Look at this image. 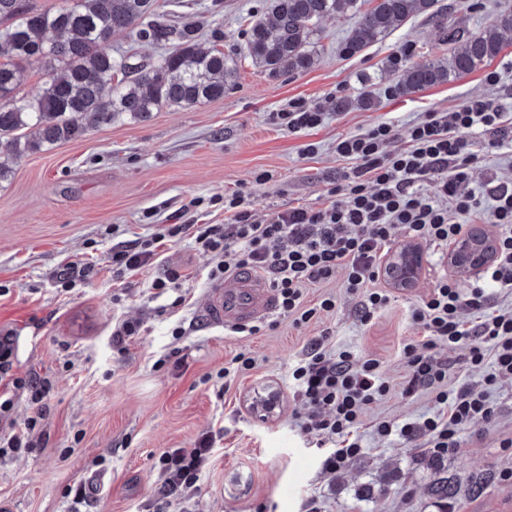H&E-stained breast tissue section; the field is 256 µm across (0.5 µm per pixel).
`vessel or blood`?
<instances>
[{"mask_svg": "<svg viewBox=\"0 0 512 512\" xmlns=\"http://www.w3.org/2000/svg\"><path fill=\"white\" fill-rule=\"evenodd\" d=\"M275 307L276 295L265 278L241 270L210 286L204 313L212 325L229 329L252 324Z\"/></svg>", "mask_w": 512, "mask_h": 512, "instance_id": "b4317fda", "label": "vessel or blood"}]
</instances>
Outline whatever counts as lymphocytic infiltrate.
Wrapping results in <instances>:
<instances>
[{
  "label": "lymphocytic infiltrate",
  "instance_id": "obj_1",
  "mask_svg": "<svg viewBox=\"0 0 512 512\" xmlns=\"http://www.w3.org/2000/svg\"><path fill=\"white\" fill-rule=\"evenodd\" d=\"M511 128L512 113L505 104L482 97L469 98L447 112L426 113L409 127L405 147L393 152L387 149L396 136L393 125L376 124L337 141V155L353 160L354 166L345 184L330 189L328 205L291 208L263 218L253 212L249 193L239 191L224 198L232 223L158 225L135 245L113 247L112 273L122 278L157 263L162 246L189 236L211 260L210 280L243 268L265 275L279 310L294 326L335 309L336 297L326 287L338 278L355 299L358 318L368 323L392 299L380 278L397 231L418 245L446 247L474 217L489 218L496 229V252L482 278L466 290L440 278L410 311L423 337L401 348L406 368L402 392L429 390L433 413L401 424L382 421L374 428L380 437L421 445L435 457L447 455L460 448L462 433L496 416L488 387L512 379V308L494 302L497 290L512 289V182L463 188L475 158V136L486 137L494 147ZM429 183L435 193L426 192ZM313 288L320 295L311 302L307 295ZM441 346L463 350L472 366L487 367L482 385L449 383L448 363L435 353ZM12 369V341L0 336V421L9 427L0 437V455L37 447L36 427L52 389L49 379L34 374L20 378ZM292 378L305 407L298 416L300 428L318 432L334 445L324 459L325 468L336 469L358 455L366 409L392 391L379 360L332 349L315 339L297 361ZM21 389L29 392L34 414L20 426L12 411ZM214 454L210 436L192 448L164 451L156 503L175 502L181 512H191L198 483Z\"/></svg>",
  "mask_w": 512,
  "mask_h": 512
}]
</instances>
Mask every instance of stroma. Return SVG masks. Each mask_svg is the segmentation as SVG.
<instances>
[{"label":"stroma","mask_w":512,"mask_h":512,"mask_svg":"<svg viewBox=\"0 0 512 512\" xmlns=\"http://www.w3.org/2000/svg\"><path fill=\"white\" fill-rule=\"evenodd\" d=\"M448 23L483 29L512 0H439ZM266 0H167L164 19L197 28L201 48L218 47L238 62L239 78L223 98L189 108L165 107L145 121L124 120L86 133L12 164L0 182V336H10L19 376L49 377L42 442L0 458V507L7 512H145L169 448L194 447L207 432L217 451L195 496V512H472L479 505L512 508V380L498 381L490 398L499 414L467 431L456 452L435 473L430 453L397 437H378L376 423H401L433 410L428 392L401 393V346L421 338L410 309L448 270V250L423 247L424 266L413 288L394 291L389 306L369 324L354 312L341 282L330 285L336 307L317 321L293 327L280 312L262 336H233L203 316L209 257L186 238L163 247L159 263L115 278L113 245L134 243L157 225L226 224V195L250 192L260 216L292 207L317 209L350 168L336 154L337 140L388 122L394 148L428 112L455 109L468 98L495 102L512 94V33L486 68L408 95L395 92L392 59L413 44L410 63L446 57V35L424 16L409 19L379 43L351 55L344 47L356 17L320 22L317 61L307 71L271 77L242 52L250 16ZM498 70L500 81L484 80ZM370 93L373 103L359 100ZM347 107H339V100ZM319 109L322 123L289 131L277 115L291 101ZM470 188L512 177V144L475 146ZM266 174L256 183L257 174ZM94 270L75 285L59 282L73 264ZM170 267L185 276L186 302L152 298L151 282ZM136 319L139 336L125 353L112 345V321ZM185 330L174 339L175 327ZM326 337L329 346L378 358L393 387L363 418V449L329 471L330 448L306 433L292 370L306 345ZM178 351L182 362L170 360ZM254 358L253 370L225 385V361L237 353ZM280 395L270 415L252 402L268 391ZM92 474L104 475L101 498L74 502L68 490ZM457 490L443 500L431 491L438 476Z\"/></svg>","instance_id":"obj_1"}]
</instances>
